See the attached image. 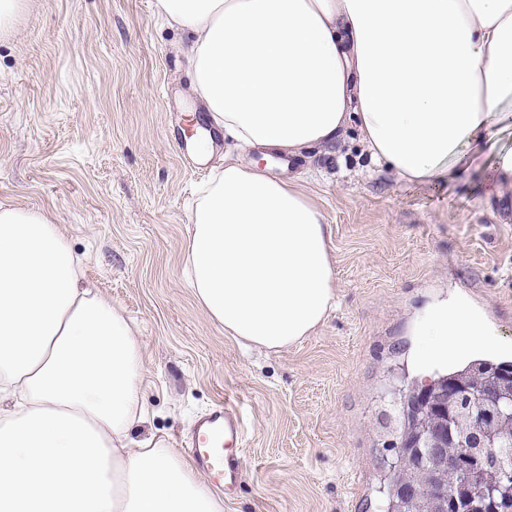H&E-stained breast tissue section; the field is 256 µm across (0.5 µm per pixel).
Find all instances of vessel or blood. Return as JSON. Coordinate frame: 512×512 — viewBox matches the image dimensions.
<instances>
[{"label": "vessel or blood", "instance_id": "1", "mask_svg": "<svg viewBox=\"0 0 512 512\" xmlns=\"http://www.w3.org/2000/svg\"><path fill=\"white\" fill-rule=\"evenodd\" d=\"M244 436L242 418L226 405L210 409L193 428L190 451L194 463L212 485L227 494L236 486V464Z\"/></svg>", "mask_w": 512, "mask_h": 512}]
</instances>
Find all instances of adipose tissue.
<instances>
[{
  "mask_svg": "<svg viewBox=\"0 0 512 512\" xmlns=\"http://www.w3.org/2000/svg\"><path fill=\"white\" fill-rule=\"evenodd\" d=\"M181 32L192 97L262 165L200 183L187 275L243 346L312 336L335 306L330 228L265 164L342 141L409 184L458 175L512 107V0H157ZM480 321L435 305L422 369L489 346ZM144 366L124 311L82 281L51 211L0 203V512H224L163 440L132 429Z\"/></svg>",
  "mask_w": 512,
  "mask_h": 512,
  "instance_id": "1",
  "label": "adipose tissue"
}]
</instances>
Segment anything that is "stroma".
Segmentation results:
<instances>
[{"label": "stroma", "mask_w": 512, "mask_h": 512, "mask_svg": "<svg viewBox=\"0 0 512 512\" xmlns=\"http://www.w3.org/2000/svg\"><path fill=\"white\" fill-rule=\"evenodd\" d=\"M156 0H31L0 39V202L52 211L86 280L134 322L150 411L136 439L182 457L194 421L229 404L245 425L224 512H378L395 458L400 397L429 383L410 352L426 310L453 300L491 336L478 359L512 360V194L486 202L494 124L470 169L407 185L355 138L313 152L302 190L330 227L337 305L301 344L247 351L211 322L186 277L195 188L231 158L189 141L212 130L188 94L178 45Z\"/></svg>", "instance_id": "obj_1"}]
</instances>
